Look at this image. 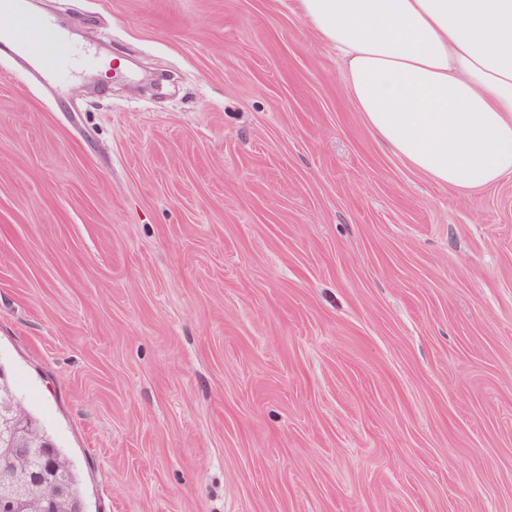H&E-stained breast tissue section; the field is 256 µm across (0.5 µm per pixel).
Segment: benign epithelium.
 Returning a JSON list of instances; mask_svg holds the SVG:
<instances>
[{
	"instance_id": "obj_1",
	"label": "benign epithelium",
	"mask_w": 512,
	"mask_h": 512,
	"mask_svg": "<svg viewBox=\"0 0 512 512\" xmlns=\"http://www.w3.org/2000/svg\"><path fill=\"white\" fill-rule=\"evenodd\" d=\"M49 440L20 412L0 365V512H86L70 483L50 475L57 463Z\"/></svg>"
}]
</instances>
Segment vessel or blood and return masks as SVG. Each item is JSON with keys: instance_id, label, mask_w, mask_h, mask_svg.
<instances>
[{"instance_id": "obj_1", "label": "vessel or blood", "mask_w": 512, "mask_h": 512, "mask_svg": "<svg viewBox=\"0 0 512 512\" xmlns=\"http://www.w3.org/2000/svg\"><path fill=\"white\" fill-rule=\"evenodd\" d=\"M21 2L0 0V12L10 17L8 30L0 31V52H16L34 61L36 68L30 76L47 89L62 71L66 59L64 38L49 18L25 9Z\"/></svg>"}]
</instances>
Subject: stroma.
<instances>
[{
  "label": "stroma",
  "instance_id": "obj_1",
  "mask_svg": "<svg viewBox=\"0 0 512 512\" xmlns=\"http://www.w3.org/2000/svg\"><path fill=\"white\" fill-rule=\"evenodd\" d=\"M0 57V365L87 512H512V177L380 144L296 0H41ZM22 0H1L0 12L8 13L7 32L0 31V52H18L32 60L36 69L28 75L43 88L54 93L51 84L60 75L66 52L64 38L49 18L35 14L21 6Z\"/></svg>",
  "mask_w": 512,
  "mask_h": 512
}]
</instances>
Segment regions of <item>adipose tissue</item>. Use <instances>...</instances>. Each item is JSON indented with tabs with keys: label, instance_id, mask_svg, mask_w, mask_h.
<instances>
[{
	"label": "adipose tissue",
	"instance_id": "ef3b65f1",
	"mask_svg": "<svg viewBox=\"0 0 512 512\" xmlns=\"http://www.w3.org/2000/svg\"><path fill=\"white\" fill-rule=\"evenodd\" d=\"M374 136L469 192L512 176V0H299Z\"/></svg>",
	"mask_w": 512,
	"mask_h": 512
}]
</instances>
